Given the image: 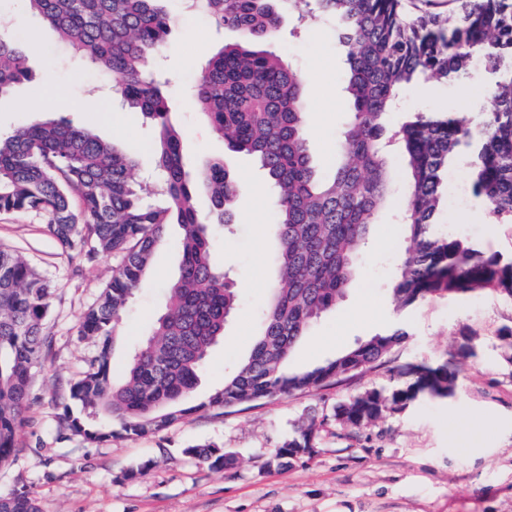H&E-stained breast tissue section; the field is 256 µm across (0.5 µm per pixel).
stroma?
<instances>
[{"label": "stroma", "mask_w": 512, "mask_h": 512, "mask_svg": "<svg viewBox=\"0 0 512 512\" xmlns=\"http://www.w3.org/2000/svg\"><path fill=\"white\" fill-rule=\"evenodd\" d=\"M171 31L155 54L153 71L164 81L170 120L179 130L185 162L223 160L239 183L231 231L216 233L213 258L229 270L240 304L210 352L197 387L185 399L191 415L143 436L86 444L61 420L70 389L89 368L94 344L79 335L83 313L112 278L114 256L64 255L39 211H0V246L22 254L55 288L45 333L51 342L32 372L29 407L17 435V452L0 464V492L25 488L42 512H512V299L496 293L459 298L429 296L399 311L389 290L403 247L392 211L372 226V247L361 277L335 310L325 314L296 346L289 367L305 370L334 358L357 340L404 329L383 364L355 380L316 391L294 392L230 410L203 407L208 394L247 356L259 333L257 317L274 278L275 213L257 164L229 152L193 103L207 59L235 32L205 16L188 14L184 0H167ZM5 30L18 41L29 80L0 96V132L36 121L26 105L42 97L50 117L93 128L132 150L135 180L154 170L155 129L141 112L122 108L111 81L60 48L56 32L24 0L0 7ZM284 17L271 48L302 72L306 83L307 139L320 173L334 170L340 135L349 119L344 70L334 26L326 22L294 33ZM405 113L439 109L462 119L471 100L451 83L427 81L401 91ZM438 232L460 233L512 258V224L491 225L479 202L444 206ZM181 230L170 225L141 289L114 329L113 360L123 371L128 355L152 329L177 274ZM473 352L463 355L462 344ZM454 363L459 380L452 396H419L405 408L349 434L332 416L337 405L372 389L403 387L412 364ZM319 421L312 455L282 466L268 461L295 427ZM215 444L233 452L232 466L215 471L185 455L186 447ZM137 478L125 473L139 464Z\"/></svg>", "instance_id": "obj_1"}]
</instances>
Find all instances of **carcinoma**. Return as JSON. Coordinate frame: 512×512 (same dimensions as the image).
I'll use <instances>...</instances> for the list:
<instances>
[{
	"instance_id": "obj_1",
	"label": "carcinoma",
	"mask_w": 512,
	"mask_h": 512,
	"mask_svg": "<svg viewBox=\"0 0 512 512\" xmlns=\"http://www.w3.org/2000/svg\"><path fill=\"white\" fill-rule=\"evenodd\" d=\"M73 54L112 74L123 102L157 130L154 182L132 178L136 159L97 133L46 119L0 135V211L39 210L65 253L119 258L112 279L82 316L80 335L95 341L89 370L71 388L63 420L91 445L112 439L86 412L118 421L127 435H144L203 407L236 408L296 391H316L350 368H373L407 332L396 329L356 342L335 358L303 371L289 359L314 321L336 309L358 276L360 248L395 192L388 166L398 151L406 166V203L398 215L404 237L391 288L396 309L427 296L492 291L512 299V258L489 253L455 233L433 231L448 202V167L463 162L466 187L494 224H512V0H461L442 22L408 13L404 0H205L217 25L239 40L208 60L195 105L212 132L233 153L254 157L275 200L276 275L260 311V332L250 353L206 401L184 396L198 384L207 356L224 339L238 289L212 257V237L233 222L239 184L219 160L189 169L179 132L168 118L163 84L149 70L167 39L163 0H26ZM311 26L334 22L346 67L344 92L352 103L334 173L317 176L308 147L305 80L267 48L284 7ZM28 74L17 44L0 36V96ZM462 83L468 95L494 89L490 107L466 122L448 112H414L395 129L387 118L400 87L417 78ZM210 195L197 211L194 197ZM77 194L78 210L69 199ZM182 229L178 277L167 288L152 334L132 353L121 383L112 377L113 332L144 287L167 224ZM55 288L21 255L0 248V462L16 454L32 370L50 343L44 334ZM410 382L390 393L370 390L338 405L334 420L357 430L419 395L449 397L457 369L419 365ZM316 424L295 432L274 462L296 459L314 447ZM212 470L233 464L214 445L183 449ZM0 512H41L25 489L0 492Z\"/></svg>"
}]
</instances>
